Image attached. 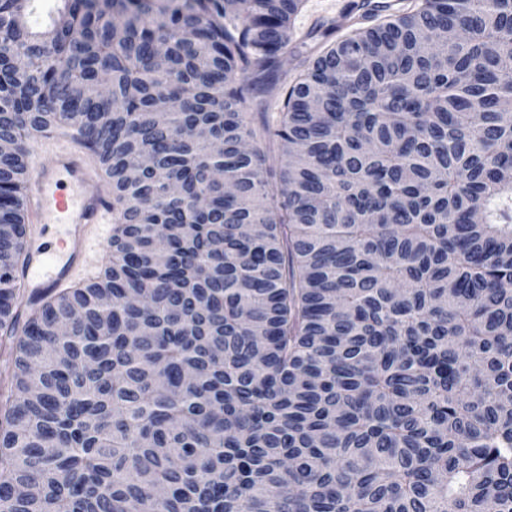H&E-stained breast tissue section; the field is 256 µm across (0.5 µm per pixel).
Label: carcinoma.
I'll list each match as a JSON object with an SVG mask.
<instances>
[{"mask_svg": "<svg viewBox=\"0 0 512 512\" xmlns=\"http://www.w3.org/2000/svg\"><path fill=\"white\" fill-rule=\"evenodd\" d=\"M61 2L0 0V512H512V0L310 62L306 0ZM61 128L112 259L22 310Z\"/></svg>", "mask_w": 512, "mask_h": 512, "instance_id": "obj_1", "label": "carcinoma"}]
</instances>
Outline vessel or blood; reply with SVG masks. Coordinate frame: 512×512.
<instances>
[{
    "mask_svg": "<svg viewBox=\"0 0 512 512\" xmlns=\"http://www.w3.org/2000/svg\"><path fill=\"white\" fill-rule=\"evenodd\" d=\"M47 161H35L24 193L25 221L29 224L65 225V237L56 260L43 252H27L15 284L23 301L31 302L69 278L85 254L89 227L112 220V198L95 184V172L81 149L54 134L44 136Z\"/></svg>",
    "mask_w": 512,
    "mask_h": 512,
    "instance_id": "obj_1",
    "label": "vessel or blood"
}]
</instances>
